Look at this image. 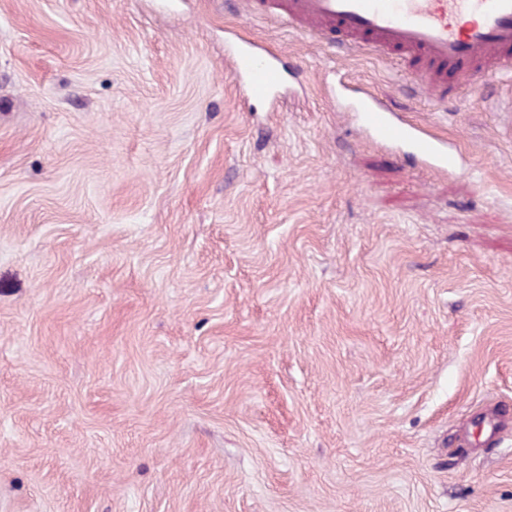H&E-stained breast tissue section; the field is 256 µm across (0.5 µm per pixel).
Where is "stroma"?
<instances>
[{"label":"stroma","instance_id":"stroma-1","mask_svg":"<svg viewBox=\"0 0 512 512\" xmlns=\"http://www.w3.org/2000/svg\"><path fill=\"white\" fill-rule=\"evenodd\" d=\"M511 103L233 0H0V512H512V424L471 439L512 417ZM240 41L233 49V72L245 77L244 91L255 98L268 99L281 86L283 76L271 53L236 34ZM337 95L344 97L362 114L365 127L380 143L401 144L410 142L415 154L435 170H446L456 163L454 157L448 156V149L441 143L443 139L425 132L408 120H392L390 113L395 112L387 101L379 98L368 89L349 86L341 79L337 82Z\"/></svg>","mask_w":512,"mask_h":512}]
</instances>
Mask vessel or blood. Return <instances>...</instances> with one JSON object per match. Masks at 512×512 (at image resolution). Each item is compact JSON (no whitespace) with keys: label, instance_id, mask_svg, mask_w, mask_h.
I'll return each mask as SVG.
<instances>
[{"label":"vessel or blood","instance_id":"obj_1","mask_svg":"<svg viewBox=\"0 0 512 512\" xmlns=\"http://www.w3.org/2000/svg\"><path fill=\"white\" fill-rule=\"evenodd\" d=\"M248 16H274L336 48L398 64L421 96L437 105L460 99L473 81L512 73V0H246ZM245 92L267 99L283 76L271 53L242 40L232 54ZM338 96L361 112L378 142L412 143L433 169L455 165L441 137L408 120L368 89L338 83Z\"/></svg>","mask_w":512,"mask_h":512}]
</instances>
